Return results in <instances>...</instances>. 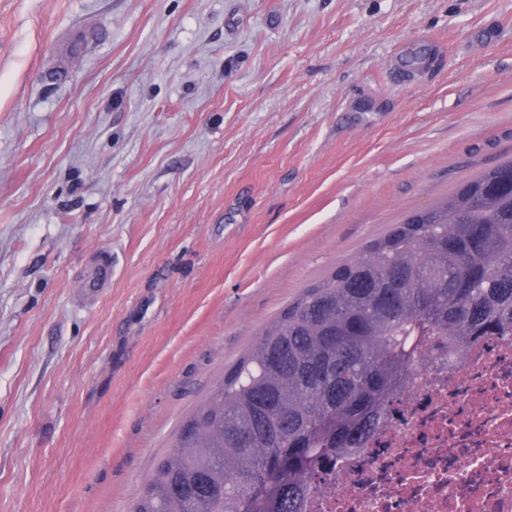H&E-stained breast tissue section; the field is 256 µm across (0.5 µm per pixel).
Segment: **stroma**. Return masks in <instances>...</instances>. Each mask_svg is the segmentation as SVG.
Segmentation results:
<instances>
[{"mask_svg":"<svg viewBox=\"0 0 512 512\" xmlns=\"http://www.w3.org/2000/svg\"><path fill=\"white\" fill-rule=\"evenodd\" d=\"M508 158L512 0H0V512H131L289 303ZM112 280V258L108 253H100L86 268L84 273V293L88 300L96 299L103 288Z\"/></svg>","mask_w":512,"mask_h":512,"instance_id":"1","label":"stroma"}]
</instances>
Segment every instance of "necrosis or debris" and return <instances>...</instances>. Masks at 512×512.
<instances>
[{
    "mask_svg": "<svg viewBox=\"0 0 512 512\" xmlns=\"http://www.w3.org/2000/svg\"><path fill=\"white\" fill-rule=\"evenodd\" d=\"M304 512H512V336L420 365Z\"/></svg>",
    "mask_w": 512,
    "mask_h": 512,
    "instance_id": "obj_1",
    "label": "necrosis or debris"
}]
</instances>
